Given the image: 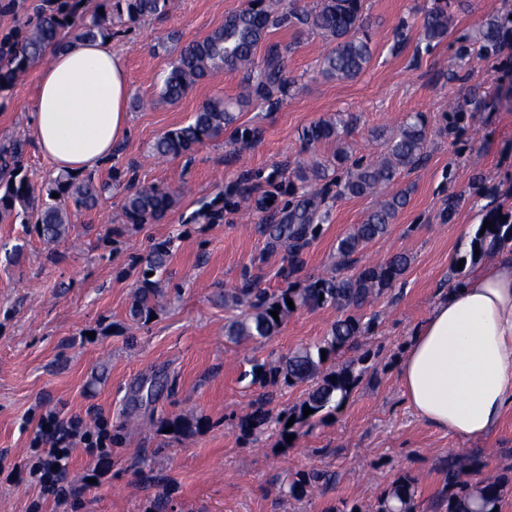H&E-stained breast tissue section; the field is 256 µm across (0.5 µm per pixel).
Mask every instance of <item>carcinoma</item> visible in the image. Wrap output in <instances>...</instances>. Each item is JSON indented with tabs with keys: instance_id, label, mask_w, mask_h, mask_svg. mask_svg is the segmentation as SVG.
<instances>
[{
	"instance_id": "cac0c4a2",
	"label": "carcinoma",
	"mask_w": 512,
	"mask_h": 512,
	"mask_svg": "<svg viewBox=\"0 0 512 512\" xmlns=\"http://www.w3.org/2000/svg\"><path fill=\"white\" fill-rule=\"evenodd\" d=\"M264 0H249L248 6L224 17V25L200 40L184 45L170 63L162 85L163 97L177 101L197 83L212 78L222 70L247 72L244 91L236 98L214 97L195 112L191 120L165 131L151 146L159 157H180L192 152L206 140L218 138L237 120V111L256 100L271 101L278 93L286 92L284 78L287 49L277 44L268 46L262 62H255L258 46L271 29L284 25L316 32L332 44L322 58V73L338 80H353L368 66L372 47L363 32L365 0H316L304 11L290 8L274 12L263 5ZM83 0H45L39 11L27 16L12 32L0 41V92L9 89L34 64L43 60L51 47L69 43L112 37V24L96 13L80 8ZM169 0H112V15L121 23L134 24L144 18L167 12ZM452 18L448 0H434L424 16L423 32L429 41L447 37ZM503 25L495 19L486 22L480 34L478 52L484 57L497 53L501 44ZM345 121L341 114L319 121L303 134L306 146L323 141L338 142L333 158L314 160L297 170L306 195L317 200L323 197L325 181L332 180L340 197L380 196L365 220L336 243V264L327 276H317L298 288L286 281L285 288L276 294L255 288L249 283L224 291V304L240 311V315L225 325V335L234 341L259 340L277 333L288 317L302 308L333 307L342 312L330 333L320 342L299 348L288 357L266 363H254L248 375L252 382L264 386L278 384L307 385L301 403L282 418V435L303 436L341 406L351 395L363 372L357 365L374 357L366 350L361 356L336 362L346 351L356 352L360 339L369 335L375 322L363 321L360 311L373 299L390 290L409 267V256L398 253L384 263L348 273L354 256L368 244L381 239L407 204L408 191L397 188L401 175L421 165L427 157L429 136L423 113L408 116L398 131L376 138L383 141L384 152L379 157L363 161L351 160L349 145L344 140ZM24 140L16 139L0 147V223L20 221L32 224L48 243L62 240L68 233L72 216L91 212L104 197L119 189L124 192L123 215L128 224H153L161 221L180 196V188L172 185L137 187L134 180L109 173L102 181L92 176H74L60 172L37 190L22 175ZM492 226L476 235L473 246L480 256L490 257L496 246L512 240V214L499 206L486 214ZM293 223L277 225L274 240L288 253L289 272L299 263V254L314 238L320 225L310 224L304 214L292 216ZM170 242L155 244L151 254L141 260L138 286L131 307L135 321L148 320L156 310L162 294L161 280L168 258ZM294 308H289L287 299ZM277 312L273 318L271 312ZM270 398L258 400L253 410L241 420L248 431L251 423L261 426L267 420ZM313 413L306 416L304 408ZM292 426H287L290 418ZM173 433L188 435L199 429L200 422L187 416L165 421ZM337 476L327 471H303L288 484V496L302 499L317 489L336 483ZM512 489V468L499 470L486 462L474 467L470 458L462 455L448 457L442 502L446 512H501L505 493ZM416 481L402 475L379 497L376 512H414Z\"/></svg>"
}]
</instances>
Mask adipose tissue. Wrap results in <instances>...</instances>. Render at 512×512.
<instances>
[{"label": "adipose tissue", "mask_w": 512, "mask_h": 512, "mask_svg": "<svg viewBox=\"0 0 512 512\" xmlns=\"http://www.w3.org/2000/svg\"><path fill=\"white\" fill-rule=\"evenodd\" d=\"M129 95L125 63L107 39L49 51L31 112L39 152L56 171L96 172L129 134ZM398 377L418 419L461 442L490 443L512 409V243L436 301Z\"/></svg>", "instance_id": "adipose-tissue-1"}]
</instances>
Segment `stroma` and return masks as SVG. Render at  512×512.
<instances>
[{
  "mask_svg": "<svg viewBox=\"0 0 512 512\" xmlns=\"http://www.w3.org/2000/svg\"><path fill=\"white\" fill-rule=\"evenodd\" d=\"M433 0H367L373 58L356 79L321 75L330 43L284 26L268 40L289 47L287 77L293 86L279 103L243 109L218 139L187 156L151 160L153 141L187 123L213 97H236L242 73L223 71L193 86L180 101L160 97L162 77L180 46L207 36L246 0H170L166 14L133 27H116L112 49L127 67L130 133L109 166L96 171H135L140 186L178 184L182 194L156 224H128L122 195L74 217L69 234L46 244L28 224H0V241L23 246L17 261L0 257V512H63L53 496L30 484L23 470L40 414L77 415L107 423L118 442L97 482H86L95 465L74 451L68 480L77 488L73 512H338L360 505L373 512L379 496L400 475L417 482L415 512H445L442 471L448 455L512 467V411L488 446L474 448L419 420L407 405L398 363L414 329L425 319L470 245L464 225L482 224L487 208L512 194V35L490 58L470 57L465 77L456 74L460 38L475 40L485 22L512 13V0H448L453 21L441 41L425 40L421 24ZM38 82L30 69L0 98V144L27 139L22 159L31 184L42 186L54 171L33 140L30 105ZM482 110L466 106L452 132L443 112L471 92ZM351 121L346 141L353 157L379 153V130L398 128L422 112L433 131L427 159L405 173L409 202L384 238L358 255L362 266L406 253L407 272L363 310L378 327L364 339L374 357L347 401L307 435L283 443L277 424L258 436L240 419L264 392L244 378L253 361L275 360L325 336L339 313L333 308L295 312L265 340L231 342L224 326L232 309L220 291L251 282L268 293L285 285L288 255L274 246L270 225L284 224L293 210L314 213L320 231L303 254L296 282L328 273L336 241L360 223L372 198L337 197L308 202L294 171L299 163L326 159V142L306 148L302 131L336 113ZM486 180L485 195L473 181ZM215 202L219 219L196 218L202 203ZM456 208L450 221L441 214ZM171 240L166 290L152 320L130 317L136 289L133 261ZM271 414L300 403L305 385L269 390ZM201 422L192 435L165 432L176 415ZM333 471L336 484L295 500L283 489L301 471Z\"/></svg>",
  "mask_w": 512,
  "mask_h": 512,
  "instance_id": "stroma-1",
  "label": "stroma"
}]
</instances>
